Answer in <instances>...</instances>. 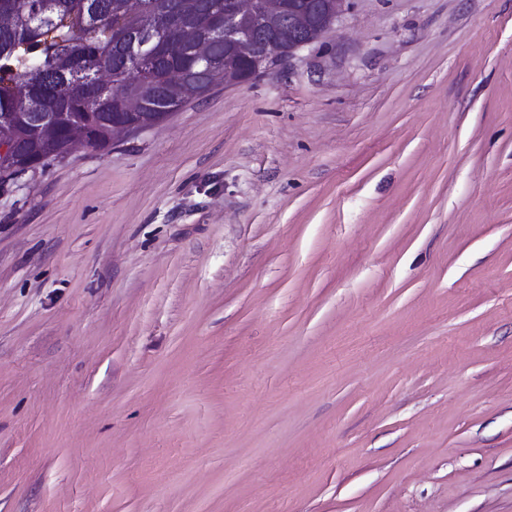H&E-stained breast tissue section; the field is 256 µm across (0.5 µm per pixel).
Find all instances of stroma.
<instances>
[{"label": "stroma", "instance_id": "1", "mask_svg": "<svg viewBox=\"0 0 512 512\" xmlns=\"http://www.w3.org/2000/svg\"><path fill=\"white\" fill-rule=\"evenodd\" d=\"M0 512H512V0L0 191Z\"/></svg>", "mask_w": 512, "mask_h": 512}]
</instances>
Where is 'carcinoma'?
Here are the masks:
<instances>
[{
    "instance_id": "cac0c4a2",
    "label": "carcinoma",
    "mask_w": 512,
    "mask_h": 512,
    "mask_svg": "<svg viewBox=\"0 0 512 512\" xmlns=\"http://www.w3.org/2000/svg\"><path fill=\"white\" fill-rule=\"evenodd\" d=\"M226 0H200V11L189 14L180 0H140L134 13L118 12L117 0H60L43 23L29 21L36 4H20V22L0 30V115L13 112L18 92L47 94L67 121H79L94 129L93 148L111 146L110 131L102 124L104 113L120 112L125 102L139 100L144 106L135 122L148 123L157 112H175L179 99L163 98L166 87L178 79L196 83L205 94L215 76L230 70L241 82L251 79L253 61L243 52L222 46L209 64L197 61L196 44L173 46L170 27L190 28L205 37L214 21L224 16ZM142 35L153 47L149 62L128 55V46ZM100 81L107 92L89 101L78 89ZM13 136L24 146L25 156L49 162L63 156L58 144H44L37 133L20 124Z\"/></svg>"
}]
</instances>
